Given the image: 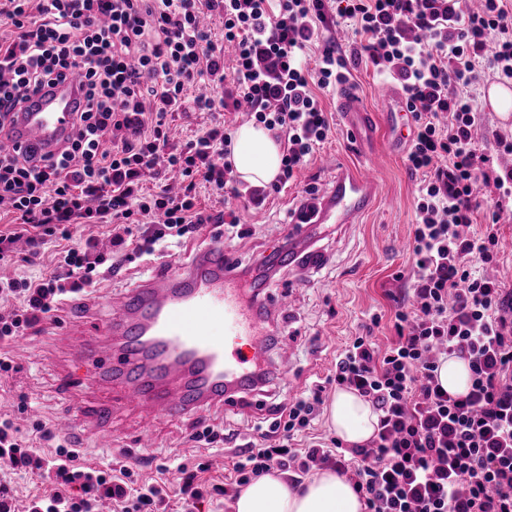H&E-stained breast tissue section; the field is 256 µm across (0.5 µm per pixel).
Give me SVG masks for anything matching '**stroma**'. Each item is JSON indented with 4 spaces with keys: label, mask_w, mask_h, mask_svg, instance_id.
Returning <instances> with one entry per match:
<instances>
[{
    "label": "stroma",
    "mask_w": 512,
    "mask_h": 512,
    "mask_svg": "<svg viewBox=\"0 0 512 512\" xmlns=\"http://www.w3.org/2000/svg\"><path fill=\"white\" fill-rule=\"evenodd\" d=\"M336 36L346 82L375 114L370 135L363 143L353 142L336 110L337 87L318 90L332 133L297 172L293 184L279 192H261L256 198L249 194L231 198L224 204L202 184L197 188L198 205L210 213L225 207L234 210L241 218L240 224L231 230L220 229L217 240L234 249L238 258L258 259L286 237L289 217L300 201L328 186L340 167L372 168L379 183L376 203L360 223L326 231L320 246L329 261L323 269L303 280L281 272L264 289L261 300L266 305L275 304L284 294L293 297L291 309L276 320L283 333L281 342L291 352L290 373L274 381L270 393L251 395L246 408L204 409L190 418H152L146 412L115 405L112 433L117 446L124 450L123 460L141 466L145 472H155L177 457L191 466L199 463L201 451L191 447L188 437L201 426L229 424L244 432L254 423L271 421L272 400L288 403L325 379L336 354L361 333L372 316L381 318L374 331L380 346H387L395 336L393 320L407 286L417 192L424 175L410 170L406 161L408 144L396 141L397 129L390 122L392 112L405 107V99L390 102L383 98L382 90L390 81L354 52L352 21H341ZM495 81V75L487 69L470 87L479 114L474 146L477 153L510 166L512 156L496 152L495 137L512 135V118H504L488 102L487 89ZM127 252V258L120 261V273L105 274L96 291L68 303L55 319L42 323L40 331L0 345L17 367L16 373L0 380V403L6 412L23 404L53 421L82 406L93 408L102 400V393L88 388L81 370L76 368V349L94 324L106 322L110 299L135 287L150 272V265L139 258L136 245H129ZM144 434L150 436L152 447H140L139 439Z\"/></svg>",
    "instance_id": "35a3bbf8"
}]
</instances>
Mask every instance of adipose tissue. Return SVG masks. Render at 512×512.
<instances>
[{"label": "adipose tissue", "instance_id": "adipose-tissue-1", "mask_svg": "<svg viewBox=\"0 0 512 512\" xmlns=\"http://www.w3.org/2000/svg\"><path fill=\"white\" fill-rule=\"evenodd\" d=\"M281 160V146L270 131L254 124L238 129L230 161L240 179L257 185L273 182ZM327 414L337 436L352 446L369 441L378 423L370 403L347 390L337 391ZM233 508L234 512H364L351 483L331 470L320 471L294 489L281 475H262L244 488Z\"/></svg>", "mask_w": 512, "mask_h": 512}]
</instances>
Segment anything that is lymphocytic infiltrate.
Listing matches in <instances>:
<instances>
[{
  "mask_svg": "<svg viewBox=\"0 0 512 512\" xmlns=\"http://www.w3.org/2000/svg\"><path fill=\"white\" fill-rule=\"evenodd\" d=\"M223 19L221 43L200 20ZM341 17L363 40L359 53L388 70L414 120L407 153L423 172L413 226L408 304L395 314V340L379 349L372 331L337 354L326 384L353 390L378 416L368 444L296 447L314 427L320 390L288 406L257 437L211 426L194 443H222L231 464L225 499L261 475H308L328 466L349 476L368 512H512V303L488 276L499 255L496 224L474 231L479 200L494 211L512 199V168L491 173L473 147L478 122L465 87L488 66L512 79V10L507 0H345ZM327 24L324 0H0V123L23 92L82 69L81 107L68 145L55 160L0 143V262L25 241L28 263L47 245L50 268L36 278H0V342L25 336L63 304L95 289L107 262L94 237L78 228H107L121 252L142 226V255L157 260L212 223L196 204L198 182L214 194L232 188L226 157L232 135L217 115L248 102L252 121L283 145L284 185L331 133L313 87L342 82L343 60L323 44L316 67L300 58ZM235 48L224 72L223 44ZM208 93L186 100L188 88ZM192 103L213 115L184 145L171 144L169 113ZM178 171L179 191L160 178ZM159 184L148 193L145 175ZM467 361L466 395L437 381L442 359ZM37 474L42 492L15 495L5 477ZM172 512L166 480L135 475L120 460L98 465L59 442L52 426L29 429L0 417V512Z\"/></svg>",
  "mask_w": 512,
  "mask_h": 512,
  "instance_id": "lymphocytic-infiltrate-1",
  "label": "lymphocytic infiltrate"
}]
</instances>
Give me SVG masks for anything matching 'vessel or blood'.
Listing matches in <instances>:
<instances>
[{"instance_id": "vessel-or-blood-1", "label": "vessel or blood", "mask_w": 512, "mask_h": 512, "mask_svg": "<svg viewBox=\"0 0 512 512\" xmlns=\"http://www.w3.org/2000/svg\"><path fill=\"white\" fill-rule=\"evenodd\" d=\"M83 81L68 72L54 86L28 95L0 142L54 159L71 133ZM337 110L351 134L371 124L370 110L342 85ZM374 172L346 167L322 192L305 200L288 227L287 251L275 252L290 271L324 267L317 246L326 224H356L378 196ZM231 250L214 243L187 266L151 272L112 305V317L79 345L78 366L88 383L120 389L125 404L158 417H185L207 406L236 404L255 392L257 362L265 353V319L247 305ZM223 337H215L216 328Z\"/></svg>"}]
</instances>
